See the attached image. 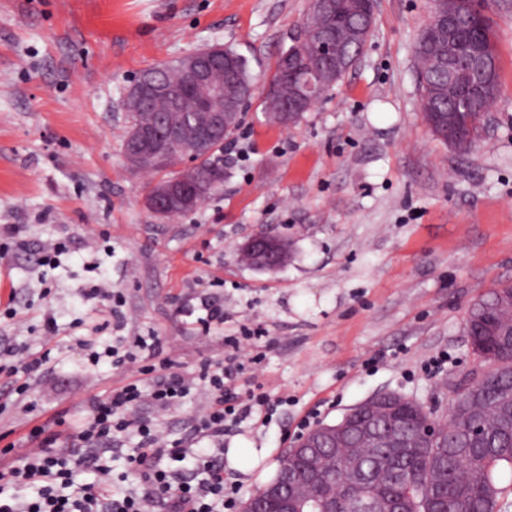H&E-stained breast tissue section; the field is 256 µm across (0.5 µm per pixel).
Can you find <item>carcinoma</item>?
I'll return each instance as SVG.
<instances>
[{"instance_id": "obj_1", "label": "carcinoma", "mask_w": 512, "mask_h": 512, "mask_svg": "<svg viewBox=\"0 0 512 512\" xmlns=\"http://www.w3.org/2000/svg\"><path fill=\"white\" fill-rule=\"evenodd\" d=\"M356 0H336L337 34L348 32L364 23L363 13L354 8ZM435 19L422 30L416 43L418 78L425 79L422 87L421 110L424 119L433 112L453 111L452 102L461 94L459 87L448 86V78L435 70L438 59L448 47V31L438 20L447 13L446 0H433ZM456 41L462 51L477 49L490 64V81L482 102L467 109L460 108L453 116L455 131L460 138L448 142V135L437 138L467 153L481 140L487 100H495L498 92V56L496 34L487 4L476 0H455ZM306 74L319 71L325 61L306 43L287 49ZM281 61H276L270 76L274 98L286 103L294 94L293 82L280 74ZM241 80V92L250 93L255 81L249 63L243 56L235 59ZM160 78L170 84L185 82L177 61L167 64ZM172 111L164 99H154L128 114L130 127L144 130L155 123L162 112ZM200 200L208 198L224 182V140L212 144L211 151L199 154L196 166ZM512 299V284L494 288L475 300L468 308L471 329L469 335L481 348L472 351L474 369L484 378L455 385L448 401L445 420L434 416L430 407L421 402L407 403L393 399L382 406L374 423L382 432L397 427L414 447L394 461V473L389 477L375 469L381 449L366 448L364 476L355 496L336 495V512H374L362 504L375 499L387 501L403 512H424L428 497L438 499L441 512H495L502 493L504 477L512 483V337L488 335L487 329L512 322V307L500 302ZM441 422L438 439L427 448H419V434L428 422Z\"/></svg>"}]
</instances>
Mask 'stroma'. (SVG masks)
<instances>
[{
  "instance_id": "35a3bbf8",
  "label": "stroma",
  "mask_w": 512,
  "mask_h": 512,
  "mask_svg": "<svg viewBox=\"0 0 512 512\" xmlns=\"http://www.w3.org/2000/svg\"><path fill=\"white\" fill-rule=\"evenodd\" d=\"M310 4L0 0V467L33 426L59 413L76 424L121 384L129 367L104 354L119 335L159 337L190 383L170 411L140 408L169 441L189 437L204 406L200 365L243 327L260 333L261 359L239 384L288 400L235 431L270 449V464L307 415L333 423L380 392L446 414L473 367L469 305L512 283V0H489L499 86L471 155L422 118L414 49L431 0H376L363 56L293 127L269 121L254 94L225 142L223 185L190 213L145 208L155 176L122 153L136 74L219 43L264 84ZM258 233L288 238V264L241 262ZM51 242L62 249L42 260ZM95 285L121 305L89 297ZM204 299L224 310L206 331ZM441 352L447 363L426 371Z\"/></svg>"
}]
</instances>
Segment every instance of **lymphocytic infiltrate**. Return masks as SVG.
<instances>
[{
  "instance_id": "obj_1",
  "label": "lymphocytic infiltrate",
  "mask_w": 512,
  "mask_h": 512,
  "mask_svg": "<svg viewBox=\"0 0 512 512\" xmlns=\"http://www.w3.org/2000/svg\"><path fill=\"white\" fill-rule=\"evenodd\" d=\"M250 338L247 330L227 337L229 352L224 359L201 366L199 379L208 393L206 404L191 437L172 445L157 434L153 421L138 416L137 410L147 399L157 411H169L186 392L184 378L171 372L170 360H156L157 343L143 336L118 339L107 354L114 363L136 364L134 375L103 398L89 402L85 418L71 428L68 447H59V432L43 426L31 430L29 439L34 450L0 471V494L10 486L34 485L38 496L31 501L9 497L0 501V512H156L159 501L165 512H235L239 489L224 478V436L253 413L269 418L287 403L286 398L263 392H237L235 380L244 369L239 351L242 342ZM159 368L164 371L160 377L155 374ZM149 374L155 375L156 380L147 391L142 378ZM131 434L139 438L129 462L140 488L116 494L109 469L100 466L98 458L78 455L76 448ZM203 440L209 442L210 452L194 454V445ZM190 454L203 472V479L176 481L164 468V459ZM85 468L98 470L97 483H77L78 473Z\"/></svg>"
}]
</instances>
